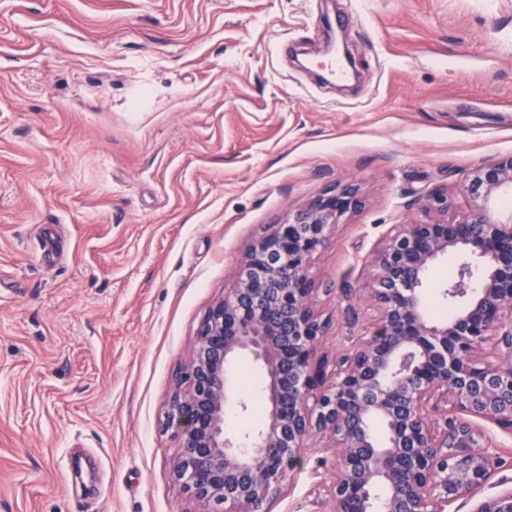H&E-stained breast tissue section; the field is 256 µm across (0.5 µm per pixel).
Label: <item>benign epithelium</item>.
I'll list each match as a JSON object with an SVG mask.
<instances>
[{
  "mask_svg": "<svg viewBox=\"0 0 512 512\" xmlns=\"http://www.w3.org/2000/svg\"><path fill=\"white\" fill-rule=\"evenodd\" d=\"M465 188L473 204L460 218H448V190L437 188L416 200L423 218L379 244L365 289L378 317L331 380L315 352L328 321L312 308L309 261L361 205L358 188L323 192L248 246L234 287L202 318L168 404L181 448L176 485L217 512H261L313 438L332 441L338 456L317 512H448L487 485L493 452L472 420L512 430V366L481 357L494 336L512 355V322H503L512 315V211L499 206L512 191V155L470 173ZM450 251L466 253L483 277L470 285L471 263L463 264L446 294L467 303L435 321L420 289ZM241 354L266 372L269 411L255 434L234 438L226 402ZM437 394L458 411L440 423L426 411ZM474 512H512V490L485 496Z\"/></svg>",
  "mask_w": 512,
  "mask_h": 512,
  "instance_id": "obj_1",
  "label": "benign epithelium"
}]
</instances>
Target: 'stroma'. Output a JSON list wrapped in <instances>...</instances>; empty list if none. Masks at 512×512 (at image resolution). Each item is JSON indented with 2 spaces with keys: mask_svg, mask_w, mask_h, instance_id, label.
I'll use <instances>...</instances> for the list:
<instances>
[{
  "mask_svg": "<svg viewBox=\"0 0 512 512\" xmlns=\"http://www.w3.org/2000/svg\"><path fill=\"white\" fill-rule=\"evenodd\" d=\"M359 79L320 84L324 20ZM512 154V0H0V512H213L170 478L167 404L246 247L311 198L360 209L316 253L336 359L376 311L377 242ZM458 254L429 269L436 319ZM229 427L259 423L249 358ZM311 440L265 512H308Z\"/></svg>",
  "mask_w": 512,
  "mask_h": 512,
  "instance_id": "obj_1",
  "label": "stroma"
}]
</instances>
